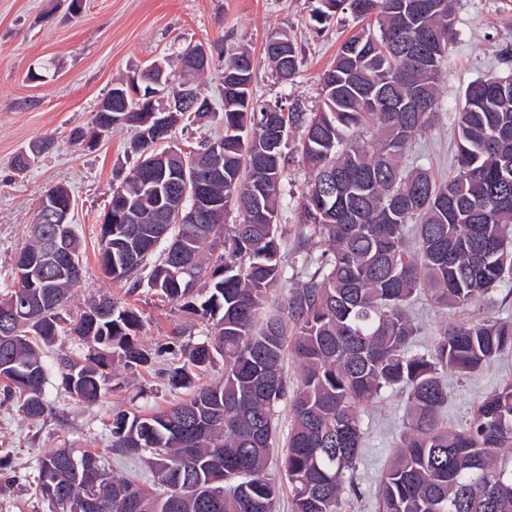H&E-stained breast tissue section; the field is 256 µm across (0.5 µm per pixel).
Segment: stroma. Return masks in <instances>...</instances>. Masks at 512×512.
I'll return each mask as SVG.
<instances>
[{"label":"stroma","instance_id":"obj_1","mask_svg":"<svg viewBox=\"0 0 512 512\" xmlns=\"http://www.w3.org/2000/svg\"><path fill=\"white\" fill-rule=\"evenodd\" d=\"M70 0H0V294L13 287L16 253L29 240V226L44 192L68 187L73 198L70 220L80 238L83 274L69 302L79 310L89 299L110 296L138 309L143 319L141 343L150 349L180 338L204 340L206 321L142 288L128 293L110 282L98 266L100 219L119 173L136 162L128 153L130 130L116 128L95 149L70 145L72 128L90 124L112 86L152 63L176 59L186 48L207 45L210 70L196 79L213 106L224 93L218 74L225 60L240 48L254 58L253 91L262 101L303 103L316 111L321 103L320 77L340 45L359 30L350 14L341 13L321 27L309 20V0H83L72 13ZM458 38L441 75L443 117L416 140L409 160L431 169L437 178L452 170L454 122L450 118L466 86L480 77L512 72V0H455ZM294 39L299 46V74L279 83L269 67L264 44L272 34ZM40 81H30L31 73ZM54 137L57 145L24 173L11 163L30 142ZM311 179L310 171L293 163L281 184L279 222L287 243H294L296 204ZM408 313L418 328L415 348L433 350L444 330L475 316L512 321V278L492 294L465 309L441 308L427 297L411 302ZM448 403L441 416L449 428L469 423L480 401L512 383V350L482 369L463 374L444 370ZM48 410L37 421L16 408L0 406V455L9 456L20 480L0 495V512H49L35 493L36 463L53 448H88L107 458L114 475L145 472L141 463L114 456L107 428L113 410H160L187 399L171 390L158 368L130 371L114 366L108 390L88 405L72 401L52 373L45 390ZM406 397L385 389L360 409L364 442L353 479L358 494H344L340 512H378V485L403 431Z\"/></svg>","mask_w":512,"mask_h":512}]
</instances>
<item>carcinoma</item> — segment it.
Segmentation results:
<instances>
[{
    "label": "carcinoma",
    "mask_w": 512,
    "mask_h": 512,
    "mask_svg": "<svg viewBox=\"0 0 512 512\" xmlns=\"http://www.w3.org/2000/svg\"><path fill=\"white\" fill-rule=\"evenodd\" d=\"M355 0H311L318 26ZM375 18L340 47L320 78L321 105L309 112L253 96V60L243 50L224 61V134L205 137L184 153L172 146L148 150L140 132L157 117L149 86L126 84L112 108L96 112L91 126L70 131L69 143L97 135L117 109L112 127L134 131L138 163L119 179L132 186L123 222L100 225L98 263L105 277L134 292L154 289L184 311L211 321V333L186 360L166 370L168 386L190 397L168 409L119 410L108 424L112 453L147 464L148 485L117 477L96 453L56 448L38 461V489L51 512H73L67 493L94 482L103 489L98 512H274L279 486L263 474L277 441L276 416L292 413L283 468L294 512H338L349 473L363 444L359 406L385 388L405 391L408 412L396 452L378 490L379 512H512V384L487 395L472 422L452 430L441 420L448 388L440 373H472L512 348V322L475 317L445 330L430 353L414 349L417 328L406 313L416 294L441 307L464 309L498 288L512 273V83L470 82L454 113L455 173L437 180L406 163L416 138L439 118V78L457 38L453 0H372ZM277 112L296 153L313 172L299 202L297 244L288 250L277 222L279 187L293 156L287 140L270 143L255 115ZM56 145L34 141L13 158L25 172ZM224 149V180L209 184L222 209L179 223L158 201L176 177L139 178L153 155L177 152L178 175L193 177L214 148ZM264 169L259 183L248 171ZM235 207L239 224L227 227ZM413 231L415 248L407 245ZM321 244L319 254L306 242ZM35 236L14 259L16 287L0 295V317L12 315L14 335L0 340V403L37 421L48 409L45 386L52 369L78 403L98 402L110 369H149L172 355L145 348L135 309L109 296L104 314L86 305L69 315L80 277L30 274L41 253ZM301 277L286 299L268 308L271 290ZM62 333L78 338L84 354L46 360L42 347ZM292 353L300 380L288 389L283 363ZM224 360V381L200 386L197 372ZM17 478L0 457V494Z\"/></svg>",
    "instance_id": "cac0c4a2"
}]
</instances>
